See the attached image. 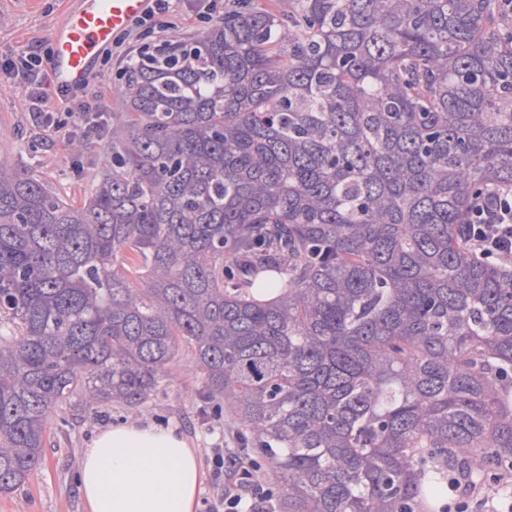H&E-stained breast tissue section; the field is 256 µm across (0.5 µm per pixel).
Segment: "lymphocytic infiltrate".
I'll list each match as a JSON object with an SVG mask.
<instances>
[{
    "label": "lymphocytic infiltrate",
    "mask_w": 512,
    "mask_h": 512,
    "mask_svg": "<svg viewBox=\"0 0 512 512\" xmlns=\"http://www.w3.org/2000/svg\"><path fill=\"white\" fill-rule=\"evenodd\" d=\"M192 12L199 21L210 22L217 12L216 0H151L131 30L113 41L120 58H129L125 44L132 30L154 33L156 28L176 31L175 17ZM50 53L35 47L0 60V85L21 89L30 103L32 122L66 142L101 139L106 133L110 106L99 80H87L74 92L57 89L47 69ZM463 232L481 259L512 264V188H493L478 195L470 208ZM216 484L234 479L222 496L224 512H271V495L257 474L254 463L243 461L241 450L214 448L210 451Z\"/></svg>",
    "instance_id": "obj_1"
}]
</instances>
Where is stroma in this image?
<instances>
[{"label":"stroma","instance_id":"1","mask_svg":"<svg viewBox=\"0 0 512 512\" xmlns=\"http://www.w3.org/2000/svg\"><path fill=\"white\" fill-rule=\"evenodd\" d=\"M76 0H0V51L36 45L49 46L50 34ZM25 96L18 90L0 89V150L17 155L20 163L42 176L61 195L81 200L94 186L92 175L100 167L103 142L84 143L82 153L90 174H69L72 162L68 145L37 151L44 133L32 126ZM213 405L207 397L205 378L191 354L185 353L167 367L155 395L134 410L121 406L52 411L46 425L40 469L18 490L0 494V512H83L75 478L81 451L100 428L118 421L139 420L178 426L208 458L210 448L237 445L238 430L230 415L204 417Z\"/></svg>","mask_w":512,"mask_h":512}]
</instances>
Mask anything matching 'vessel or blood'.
<instances>
[{
	"label": "vessel or blood",
	"instance_id": "b4317fda",
	"mask_svg": "<svg viewBox=\"0 0 512 512\" xmlns=\"http://www.w3.org/2000/svg\"><path fill=\"white\" fill-rule=\"evenodd\" d=\"M147 0H78L52 33L50 72L63 90L81 86L104 47L141 16Z\"/></svg>",
	"mask_w": 512,
	"mask_h": 512
}]
</instances>
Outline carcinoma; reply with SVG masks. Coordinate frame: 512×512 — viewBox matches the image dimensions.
<instances>
[{"mask_svg": "<svg viewBox=\"0 0 512 512\" xmlns=\"http://www.w3.org/2000/svg\"><path fill=\"white\" fill-rule=\"evenodd\" d=\"M79 205L0 152V493L52 410L159 388L184 346L279 512H416L430 449L512 465V267L473 195L512 185V16L493 0H224L126 66ZM129 251L130 266L115 265ZM280 295L249 297L265 274Z\"/></svg>", "mask_w": 512, "mask_h": 512, "instance_id": "obj_1", "label": "carcinoma"}]
</instances>
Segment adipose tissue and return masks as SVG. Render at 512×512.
Masks as SVG:
<instances>
[{
	"label": "adipose tissue",
	"mask_w": 512,
	"mask_h": 512,
	"mask_svg": "<svg viewBox=\"0 0 512 512\" xmlns=\"http://www.w3.org/2000/svg\"><path fill=\"white\" fill-rule=\"evenodd\" d=\"M204 471L177 428L124 421L98 430L77 477L85 512H195Z\"/></svg>",
	"instance_id": "1"
}]
</instances>
